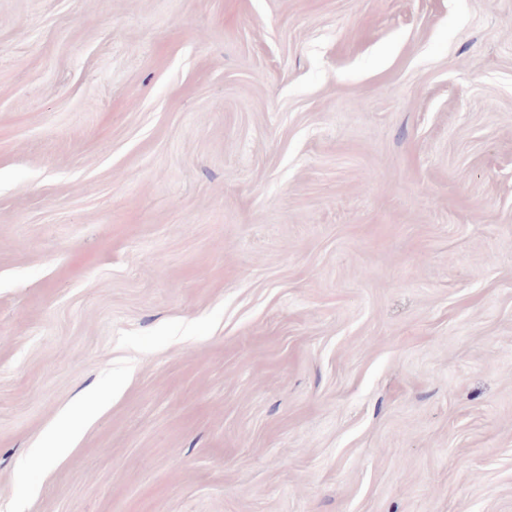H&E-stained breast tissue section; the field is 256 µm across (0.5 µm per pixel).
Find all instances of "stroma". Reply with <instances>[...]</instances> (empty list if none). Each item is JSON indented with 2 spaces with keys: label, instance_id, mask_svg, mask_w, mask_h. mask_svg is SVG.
<instances>
[{
  "label": "stroma",
  "instance_id": "stroma-1",
  "mask_svg": "<svg viewBox=\"0 0 512 512\" xmlns=\"http://www.w3.org/2000/svg\"><path fill=\"white\" fill-rule=\"evenodd\" d=\"M0 512H512V0H0ZM47 448H39L33 455L32 464H40L52 455L63 454L67 451L69 443V431L61 425L53 431L46 439Z\"/></svg>",
  "mask_w": 512,
  "mask_h": 512
}]
</instances>
